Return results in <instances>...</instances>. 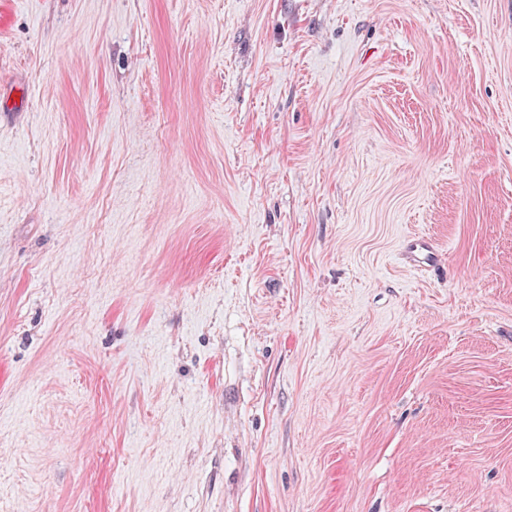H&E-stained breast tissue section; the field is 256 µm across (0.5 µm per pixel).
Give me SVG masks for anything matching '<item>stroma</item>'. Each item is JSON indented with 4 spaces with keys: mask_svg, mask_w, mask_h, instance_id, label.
Returning a JSON list of instances; mask_svg holds the SVG:
<instances>
[{
    "mask_svg": "<svg viewBox=\"0 0 512 512\" xmlns=\"http://www.w3.org/2000/svg\"><path fill=\"white\" fill-rule=\"evenodd\" d=\"M11 12L0 512H512V0ZM403 259L409 267L420 270L431 267L436 262L434 253L429 249L427 243L419 238L406 243L403 249Z\"/></svg>",
    "mask_w": 512,
    "mask_h": 512,
    "instance_id": "35a3bbf8",
    "label": "stroma"
}]
</instances>
